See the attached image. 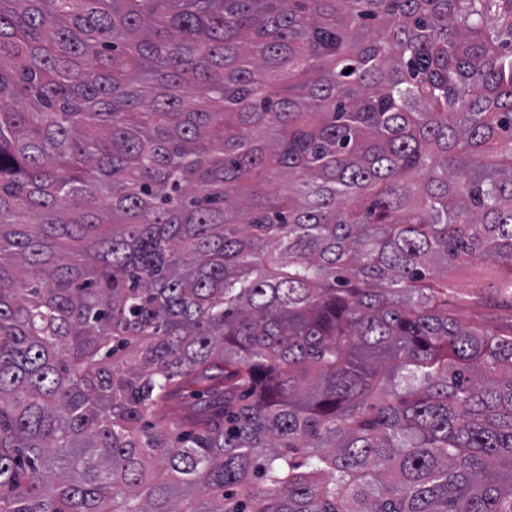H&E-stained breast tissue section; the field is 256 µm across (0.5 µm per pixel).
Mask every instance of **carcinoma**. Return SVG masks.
Masks as SVG:
<instances>
[{"label":"carcinoma","mask_w":512,"mask_h":512,"mask_svg":"<svg viewBox=\"0 0 512 512\" xmlns=\"http://www.w3.org/2000/svg\"><path fill=\"white\" fill-rule=\"evenodd\" d=\"M465 256L512 0H0V512H512Z\"/></svg>","instance_id":"carcinoma-1"}]
</instances>
